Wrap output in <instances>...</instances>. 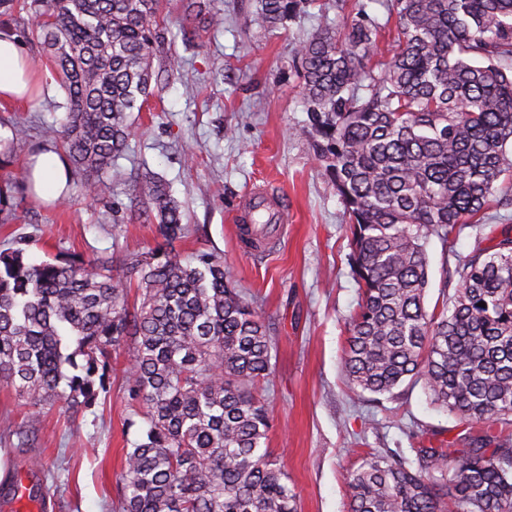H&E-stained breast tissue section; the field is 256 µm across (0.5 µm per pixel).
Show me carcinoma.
I'll return each mask as SVG.
<instances>
[{
    "mask_svg": "<svg viewBox=\"0 0 512 512\" xmlns=\"http://www.w3.org/2000/svg\"><path fill=\"white\" fill-rule=\"evenodd\" d=\"M302 0H255L249 23L283 26ZM193 46L224 25L217 0H180ZM30 10L32 38L65 94L43 136L59 142L88 195L127 192L157 224L146 252L30 261L0 251V385L38 415L62 402L90 412L127 346L125 482L113 512H300L267 448L263 387L273 339L224 261L177 250L188 227L164 180L114 165L133 114L179 74L158 70L163 0H0ZM387 63L378 23L321 29L295 54L305 132L349 214L361 302L348 322L350 385L394 395L422 384L463 427L400 454L369 452L347 472L349 512H512V236L458 260L441 309L425 306L428 246L448 244L490 207L512 208V0H388ZM135 301L128 304V292ZM485 306H479V303Z\"/></svg>",
    "mask_w": 512,
    "mask_h": 512,
    "instance_id": "obj_1",
    "label": "carcinoma"
}]
</instances>
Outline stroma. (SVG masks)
<instances>
[{"mask_svg":"<svg viewBox=\"0 0 512 512\" xmlns=\"http://www.w3.org/2000/svg\"><path fill=\"white\" fill-rule=\"evenodd\" d=\"M252 3L220 0L224 25L201 33L204 47L195 50L177 36L178 0H165L172 35L155 62L175 61L179 74L144 104L118 164L168 183L189 226L180 251L222 257L269 323L275 366L264 391L274 421L269 446L296 487L301 512H348L345 476L366 453L407 457L421 438L459 432L422 387L388 397L345 382L342 348L359 298L348 260L349 219L301 133L307 114L296 48L321 21L338 29L359 11L380 24L383 40L393 36L394 23L385 0H307L285 27L268 31L249 25ZM8 26L43 81L30 102L0 105V250L25 241L30 259L39 262L154 247L155 225L139 216L113 223L111 198L90 197L76 186L47 206L26 190L27 158L44 144L43 127L63 118V94L53 69L38 60L30 14L14 13ZM13 122L27 128L25 140L13 142ZM262 184L283 195L287 221L274 224L266 251L247 255L238 247L232 212L240 196ZM510 228L512 217L493 211L485 223L463 225L451 247L432 240L427 308L456 286L458 257L488 246L494 230ZM127 416L117 375L96 411L77 417L58 404L29 417L14 393L0 387V479L20 473L28 485L45 487L44 512H112L124 476Z\"/></svg>","mask_w":512,"mask_h":512,"instance_id":"35a3bbf8","label":"stroma"}]
</instances>
